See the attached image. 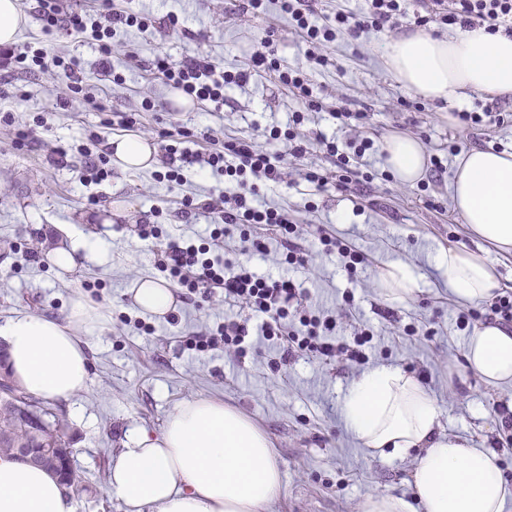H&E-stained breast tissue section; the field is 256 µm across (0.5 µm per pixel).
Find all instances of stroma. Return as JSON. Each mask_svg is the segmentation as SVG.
I'll return each mask as SVG.
<instances>
[{"mask_svg": "<svg viewBox=\"0 0 512 512\" xmlns=\"http://www.w3.org/2000/svg\"><path fill=\"white\" fill-rule=\"evenodd\" d=\"M115 4L151 14L154 24L145 31L129 28L112 39V76L98 74L99 54L91 37L51 38L31 17L15 42L21 50L42 47L78 58L104 111L79 95L60 103L64 89L52 70H20L10 82L0 83V114L13 113L44 142L40 148L18 146L9 127L0 123V323L17 312L65 318L78 295L106 317L94 332L82 335L92 365L87 390L53 403L67 417L78 450L76 512H124L107 496L106 484L126 433L160 432L180 403L201 397L233 406L272 441L283 485L267 512H361L364 502L380 493L413 499L409 478L416 451L381 457L365 448L343 420L347 389L379 365L418 378L435 401L439 432L485 449L512 489V446L499 434L502 411H512V384L488 385L466 365L470 332L457 322L466 305L449 292L447 275L435 261L442 248L476 245L469 226L452 221L456 151L512 152V124L486 139L460 125L451 105L404 88L385 65L383 47L390 32L338 36L328 47L333 67L307 72L315 93L327 103L343 100L351 109L366 111V125L355 129L356 137L379 144L400 130L442 165L409 185L395 177L384 158H377L373 189L359 196L339 189L325 149L314 143L303 158L283 156L284 182L262 190L260 200L287 211L301 232L306 262L293 276L304 293V308L350 309L335 338L349 341L369 331V359L364 364L325 362L297 350L285 356L256 335L243 360L221 350L201 354L189 348L193 335L225 320L253 326L257 318L244 305L201 293L194 303L175 302L178 326L143 315L133 305L132 290L142 279L156 277L157 250L139 239L137 226L144 215L153 214L164 231L191 237L207 233L211 215L188 221L182 209L186 201L207 199L219 182L200 173L171 186L159 181L163 167L158 164L115 169L103 182L86 186L80 164L57 168L47 148L80 144L91 131L111 137L108 123L116 112L137 113L142 138L153 143L177 120L197 137L248 135L259 149L281 148L274 131L285 129L304 105L273 78L265 75L225 89L221 110L190 102L175 115L176 89L156 80L150 66L157 53L175 61L203 53L224 67L242 68L260 46L288 64L301 65L302 34L274 0L259 18L226 9L225 0ZM171 12L177 24L169 23ZM187 29L193 38L184 37ZM404 98L417 103V111L402 107ZM310 171L324 175L322 187L304 182ZM275 233L267 224L230 227L224 235L228 258L260 276L277 274ZM322 233L352 243L367 258L363 269L349 274L336 257L325 254L318 241ZM248 234L271 238L269 255L248 251ZM83 238L99 240L104 251L80 252L71 273L56 274L40 259L28 258L30 249L43 254ZM398 261L411 264L420 279L418 292L402 303L388 301L377 278L381 266Z\"/></svg>", "mask_w": 512, "mask_h": 512, "instance_id": "1", "label": "stroma"}]
</instances>
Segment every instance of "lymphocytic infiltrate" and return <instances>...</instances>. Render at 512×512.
Here are the masks:
<instances>
[{
  "label": "lymphocytic infiltrate",
  "mask_w": 512,
  "mask_h": 512,
  "mask_svg": "<svg viewBox=\"0 0 512 512\" xmlns=\"http://www.w3.org/2000/svg\"><path fill=\"white\" fill-rule=\"evenodd\" d=\"M451 3V9L443 13L435 11L434 0H426L425 7L430 15L420 18V25L434 21L466 30L484 23L494 27L512 22V0H451ZM96 6L95 15L100 18L96 24L91 23V16L86 11L74 7L71 0H37L36 12L42 31L48 36L60 33L77 38L87 31H95L100 53L98 70L108 74L112 71V36L130 27L149 28L153 21L148 14L116 7L113 0H96ZM280 9L295 21L306 43L304 57L316 69L332 65L333 60L325 47L335 41L338 34L357 37L367 30L381 32L395 27L407 11L406 0H365L363 7L331 16L318 11L315 0H280ZM28 59L42 70L57 68L69 92L83 93V73L78 61L48 54L44 49L30 57L11 49L0 52V73L10 74L14 64ZM152 71L164 84L182 91L193 101L214 105L223 103L226 88L240 87L254 77L274 72L284 89L306 102L308 111H328L344 126L364 118L363 113H352L344 107H324L302 70L281 64L260 50L252 53L250 64L244 70H227L210 56L194 54L176 62L164 55L156 56ZM301 124V118H293L283 134L291 157L302 158L308 152L310 141L314 140L325 146L328 157L334 158L341 172L340 185L372 181V174L353 168L351 160L363 157L372 149L373 140H360L353 153L348 155L339 152L335 142L324 133L308 137L301 132ZM187 136V131L178 124L160 133L164 154L173 160L163 178L180 184L186 182L188 173L199 167L209 169L212 177L223 180L225 190L210 197L209 201L198 206L190 201L185 204L189 210L197 206L204 213L218 214L221 224L211 231L209 241L200 244L180 237L169 238L155 263L161 277L171 286L185 289L190 294L201 288L222 289L226 300L245 304L261 315V322L252 332L266 339L297 346L327 361L338 358L359 364L365 362L368 355L364 347L370 341L369 333H360L349 343L332 340L338 318L325 311L301 313L300 331L289 330L288 315L291 310H299L302 294L288 273L263 279L246 269L233 268L231 260L224 255V227L228 224H273L279 227L283 237L296 234V225L282 211L270 207L261 209L254 204L258 184H265L270 189L283 183L279 155L258 149L245 136L216 142L214 147L206 150H195L186 147ZM88 139L89 146L78 147L77 151L58 145L53 153L56 165L62 168L69 166L73 156H80L84 181L90 185L107 177L108 159L106 152L95 149L101 141L100 136L92 131ZM252 332L238 322H224L215 329L197 334L190 348L200 353L231 349L240 355L244 352L246 337Z\"/></svg>",
  "instance_id": "lymphocytic-infiltrate-1"
}]
</instances>
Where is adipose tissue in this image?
I'll use <instances>...</instances> for the list:
<instances>
[{"label":"adipose tissue","instance_id":"obj_1","mask_svg":"<svg viewBox=\"0 0 512 512\" xmlns=\"http://www.w3.org/2000/svg\"><path fill=\"white\" fill-rule=\"evenodd\" d=\"M389 72L407 89L431 100L458 102L468 93L512 94V36L477 26L439 39L404 31L384 55ZM124 171L156 162V149L140 138L110 143ZM381 149L405 184L426 170L425 150L415 138L394 135ZM452 202L475 236L512 253V152L473 148L458 158ZM437 262L448 273L450 292L463 302L484 300L496 289V271L481 250L455 246ZM141 313L168 314L175 294L164 281L146 278L134 290ZM103 322L83 298L65 320L14 314L0 324L17 381L32 395L65 399L85 391L90 361L79 337ZM465 361L490 385L512 383V329L486 324L469 337ZM347 428L366 448L392 456L419 449L411 473L414 500L380 493L362 512H503L508 489L483 449L440 435L431 396L410 375L391 366L365 372L342 406ZM281 473L268 436L235 408L209 399L182 402L160 433L130 431L113 456L108 494L125 512H264L279 494ZM0 512H76L75 499L51 471L0 457Z\"/></svg>","mask_w":512,"mask_h":512}]
</instances>
